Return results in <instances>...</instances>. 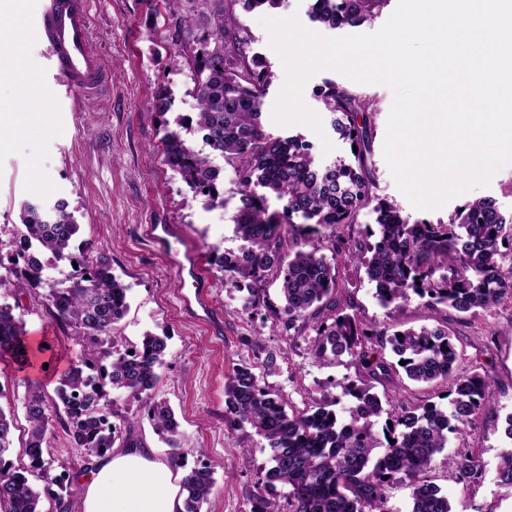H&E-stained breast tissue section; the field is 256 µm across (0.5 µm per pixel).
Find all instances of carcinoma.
Here are the masks:
<instances>
[{
    "mask_svg": "<svg viewBox=\"0 0 512 512\" xmlns=\"http://www.w3.org/2000/svg\"><path fill=\"white\" fill-rule=\"evenodd\" d=\"M388 0H314L312 17L330 28L357 26L378 15ZM280 0H214L217 37L196 41L190 57L197 71L196 126L210 154L231 167L239 195L235 233L247 243L248 259L215 261L226 281L246 287L245 309L271 322L281 336L293 337L307 326L316 336L311 351L335 358L355 355L366 380L345 386L363 410L349 421L338 418L326 400L288 413L279 392L265 377L276 370V357L253 342L263 372L234 368L224 385V417L248 424L261 438L266 459L250 496L251 512H390L386 487L406 477L412 487L411 512H454L448 496L425 479L435 457L448 445V433L469 424L492 395L491 378L456 372L458 353L448 331L423 327L393 332L387 343L403 362L407 379L418 383L450 384L448 405L435 402L388 411L372 392L371 381L386 378L392 365L367 350L374 332L337 293L336 269L321 254L322 240L304 237L295 250L288 239L294 218L304 224L334 228L357 223L371 206L376 228H366L351 240L348 253L365 269L375 298L384 309L400 307L417 297L430 309L440 306L475 315L512 299V270L500 260L512 251V216L506 217L491 198L459 206L448 221H412L395 204L375 195L369 165L371 129L376 102L334 82L325 83L320 97L332 115L333 129L358 147L354 163L319 167L310 146L298 138L281 139L263 125V98L273 74L257 56L249 55L248 31L236 18L239 4L249 9L274 7ZM165 164L195 192L224 204L221 170L209 154L195 151L177 131L163 138ZM287 198L286 212H271L269 196ZM22 229L32 255L18 266L15 257H0V285L9 283L16 295L26 294L62 328L75 330L86 343L84 354L59 375L55 396L48 397L37 382L24 396L26 438L13 443L14 414L0 408V512H43V502L55 512H71L70 499L54 474L51 436L55 422L66 425L71 414L81 416L76 450L87 459L114 447L132 422L114 406L110 393L122 391L141 403L155 430L172 449L170 460L185 467L180 451L179 422L167 401L157 397L159 369L167 355V337L146 334L129 353L117 350L112 329L129 309L130 286L112 274V264L93 243L76 242L80 225L59 201L52 206L25 202ZM45 253L71 267L64 286H43L37 256ZM280 280L283 304L271 301L267 279ZM44 292H39V288ZM41 346L29 343L26 322L15 307L0 303V358L10 357L21 369L34 367ZM107 414L114 422L101 426ZM385 418L381 431L375 430ZM394 443H389V440ZM457 479L471 481L482 473L478 456L457 452ZM500 484L512 487V448L497 464ZM183 512H202L214 486L210 469L192 467L180 480ZM277 498L267 494L277 487Z\"/></svg>",
    "mask_w": 512,
    "mask_h": 512,
    "instance_id": "cac0c4a2",
    "label": "carcinoma"
}]
</instances>
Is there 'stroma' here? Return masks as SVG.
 Listing matches in <instances>:
<instances>
[{
  "label": "stroma",
  "mask_w": 512,
  "mask_h": 512,
  "mask_svg": "<svg viewBox=\"0 0 512 512\" xmlns=\"http://www.w3.org/2000/svg\"><path fill=\"white\" fill-rule=\"evenodd\" d=\"M314 0H283L279 8L267 11L238 10L240 24L250 34L249 50L272 69L263 122L276 136L302 135L311 145L317 165L329 166L351 158L348 143L331 126L318 90L332 81L372 97L378 112L372 127L370 163L379 197L396 203L414 220L433 223L448 216L465 201L491 197L501 212L512 215V165L499 170L489 186L476 187L436 210H418L399 191L386 164L383 146L392 90L381 84H358L333 70L314 74L304 89L306 104L322 120L323 135L304 125L281 126L272 111L285 82V71L269 46L264 17L297 15L306 28L330 37L379 30L395 10L387 5L382 14L358 27H325L310 18ZM189 19L192 35L214 30L207 0H182L169 10L163 0H91L92 34L109 68V78L99 93L71 111L52 81L43 46L25 30L15 33L23 44L27 61L37 69L49 94L46 112L37 120L12 131L0 141V248L11 251L19 222L20 206L26 201L53 204L65 200L80 226V239H90L110 257L112 272L131 287L130 308L115 334L124 347L139 344L142 336L155 333L168 338V350L157 387L160 399L168 401L180 424L181 452L187 467L208 466L214 488L203 512H250L249 495L257 473L265 461L259 438L251 428H239L224 417V383L234 367L253 364L250 339H260L277 355L278 372L268 382L284 398L289 409L311 406L325 395L338 398L336 410L349 418L353 403L343 396V386L362 377L357 357H317L311 352L315 332L304 329L291 339L264 332L259 317L244 309L243 292L224 280L213 259L214 249L239 250L243 242L234 233L238 197L235 176L222 158H214L224 178V201L210 204L195 193L163 161L162 140L171 130H180L197 151L206 145L184 128L182 122L197 110L196 82L189 64L192 47L182 34V19ZM191 35V36H192ZM167 94L168 112L156 109L158 94ZM331 151H324V142ZM148 224H177L186 239L201 253L212 288L211 298L223 317L221 335H213L205 325L185 319L181 296L189 287L179 281L158 249L145 239ZM336 266L337 289L350 302L364 323L388 324L405 330L447 326L458 352L462 374L486 373L493 380V395L471 424L449 433L448 446L435 459L429 479L447 495L454 512H512V488L500 485L497 462L512 443L504 436V419L512 413V300L504 299L479 316H458L454 311H433L420 300H412L397 310L380 307L374 287L358 266L332 247L323 250ZM30 336L45 345L41 356L48 370H19L10 360H0V408L13 411L17 429L26 426L22 397L26 379L38 380L46 393H53L57 376L80 353L79 345L67 338L44 311L24 316ZM376 393H390L394 403L418 405L438 401L443 385L408 380L404 373L377 382ZM117 405L133 420L132 433L160 458L170 449L156 433L151 420L137 401L125 393L113 395ZM470 449L483 463L482 474L472 482L458 481L453 460L459 449Z\"/></svg>",
  "instance_id": "stroma-1"
}]
</instances>
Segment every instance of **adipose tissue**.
<instances>
[{
  "label": "adipose tissue",
  "instance_id": "1",
  "mask_svg": "<svg viewBox=\"0 0 512 512\" xmlns=\"http://www.w3.org/2000/svg\"><path fill=\"white\" fill-rule=\"evenodd\" d=\"M21 19L14 0H6L0 7V48L7 51L11 76L30 96L23 107L0 115V130L20 127L46 108L38 74L26 65L21 45L12 39ZM180 478L171 462L153 458L148 449H112L95 458L91 470L79 478L80 512H183Z\"/></svg>",
  "mask_w": 512,
  "mask_h": 512
}]
</instances>
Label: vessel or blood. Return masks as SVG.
<instances>
[{
    "mask_svg": "<svg viewBox=\"0 0 512 512\" xmlns=\"http://www.w3.org/2000/svg\"><path fill=\"white\" fill-rule=\"evenodd\" d=\"M26 30L44 44L49 70L66 98L76 103L98 94L107 65L90 35L89 0H43ZM146 234L165 252L180 280L190 281L194 296L183 301L186 313L195 314L197 322L214 325L217 314L208 301L210 282L197 251L183 244L180 228L150 224Z\"/></svg>",
    "mask_w": 512,
    "mask_h": 512,
    "instance_id": "b4317fda",
    "label": "vessel or blood"
}]
</instances>
